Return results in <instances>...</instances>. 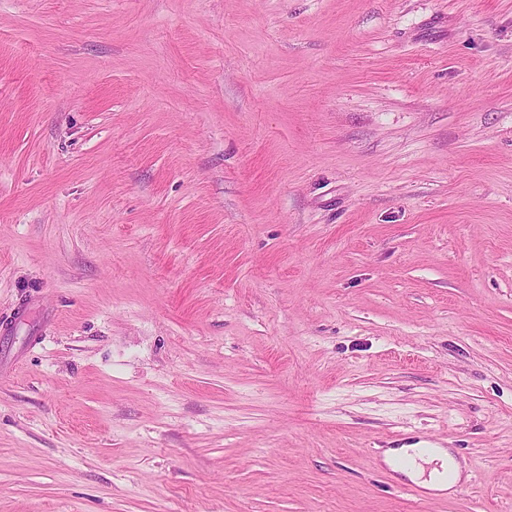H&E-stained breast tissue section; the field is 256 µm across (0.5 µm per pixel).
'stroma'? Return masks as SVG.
<instances>
[{"label":"stroma","mask_w":512,"mask_h":512,"mask_svg":"<svg viewBox=\"0 0 512 512\" xmlns=\"http://www.w3.org/2000/svg\"><path fill=\"white\" fill-rule=\"evenodd\" d=\"M0 512H512V0H0ZM394 459L408 456L411 460L409 469L401 470L405 475L424 487L436 492H451L452 486L463 479L464 468L446 448H394L388 453ZM453 467V476H449L448 463ZM432 465V466H431ZM426 466H431L428 471ZM419 485L409 484L408 489L421 500L431 499V491Z\"/></svg>","instance_id":"obj_1"}]
</instances>
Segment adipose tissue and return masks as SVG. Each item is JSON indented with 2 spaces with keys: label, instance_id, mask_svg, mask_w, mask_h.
<instances>
[{
  "label": "adipose tissue",
  "instance_id": "adipose-tissue-1",
  "mask_svg": "<svg viewBox=\"0 0 512 512\" xmlns=\"http://www.w3.org/2000/svg\"><path fill=\"white\" fill-rule=\"evenodd\" d=\"M391 457L408 456L410 466L406 471L408 477L424 487L436 491L451 490L456 480L462 479L464 469L455 461L453 454L443 448L426 450L423 448L391 449Z\"/></svg>",
  "mask_w": 512,
  "mask_h": 512
}]
</instances>
